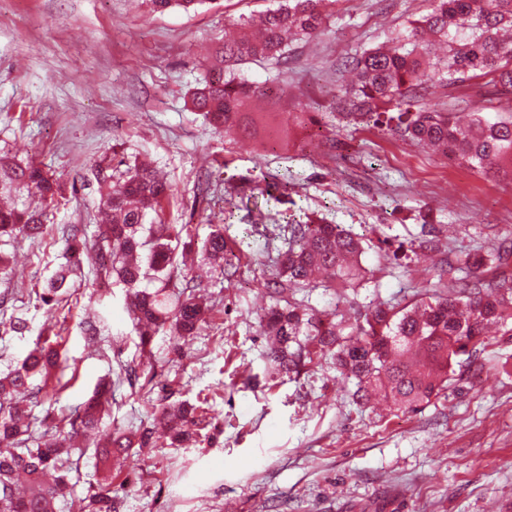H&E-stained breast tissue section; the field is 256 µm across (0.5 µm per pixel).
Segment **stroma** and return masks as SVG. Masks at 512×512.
Segmentation results:
<instances>
[{"mask_svg":"<svg viewBox=\"0 0 512 512\" xmlns=\"http://www.w3.org/2000/svg\"><path fill=\"white\" fill-rule=\"evenodd\" d=\"M275 5L221 0L187 13L155 11L149 0H0V151L65 186V200L46 209L49 223L95 224L94 165L146 158L173 187L164 223L193 225L201 239L223 225L250 256L232 276L211 274L202 290L209 325L182 349L162 333L140 348L121 290L89 278L36 312L31 332L0 329V357L22 356L37 335L60 336L76 374L61 402L72 408L119 363H137L138 387L116 388L112 401L113 426L127 430L153 421L149 381L204 403L211 423L197 444L135 448L113 472L122 512H512V321L491 327L462 379L414 411L353 403L356 379L328 357L297 374L269 368L264 280L289 216L327 208L371 239L363 285L302 292L351 329L368 306L412 304L443 290L449 267L512 246L511 168L485 175L336 112L342 62L402 33L430 0H337L322 34L292 42L287 65L240 66L241 78L282 87L268 109L290 128L294 151L263 155L205 123L190 93L218 65L226 29ZM490 91L479 77L429 86L422 101L443 112L477 103L489 119L511 113L512 100ZM10 252L17 263L0 276V294L24 302L43 278L40 257L61 245L50 234ZM94 314L107 319L105 341L83 333Z\"/></svg>","mask_w":512,"mask_h":512,"instance_id":"obj_1","label":"stroma"}]
</instances>
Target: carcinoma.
<instances>
[{
    "instance_id": "carcinoma-1",
    "label": "carcinoma",
    "mask_w": 512,
    "mask_h": 512,
    "mask_svg": "<svg viewBox=\"0 0 512 512\" xmlns=\"http://www.w3.org/2000/svg\"><path fill=\"white\" fill-rule=\"evenodd\" d=\"M216 0H152L160 10L186 12ZM335 0H281L256 18L238 23L239 34L224 41L222 67L191 93V104L216 128L240 127L261 138L267 152L288 148L280 133H270L271 113L252 108L258 98L276 94L274 87L249 86L238 66L259 59H288L290 43L311 36L327 22ZM512 30V0H433L430 12L414 21L406 34L384 45L365 49L350 67L357 71L354 87L336 95L346 116L368 118L373 124L418 144L426 143L445 157L483 169L512 166V117L486 121L481 112L463 122L448 112L425 108L417 89L438 79L450 85L478 76H492L498 95H512V44L501 32ZM433 38L447 46L445 58L427 56ZM95 178L103 199L92 235L80 224L56 225L63 245L57 265L34 292L33 308H54L69 296L75 279L89 272L120 288L126 309L146 346L149 337L170 331L178 340L194 336L206 323L208 309L196 295V280L186 274L188 260L198 251L210 268L225 271L239 265L237 254L218 227L202 242L189 224H148L171 199L172 185L144 165L128 166L113 181L102 166ZM30 194L45 204L64 198L63 187L37 164L18 162L0 153V195ZM42 208L0 207V268L6 266L3 246L21 237L45 236ZM288 242L279 254L266 288L276 300L262 318L264 333L274 338L266 353L278 375L297 373L314 351L336 359V371L357 380L352 398L369 400L380 390L394 404L415 409L448 388L456 358L473 356L486 345L485 327L512 320V281H487L478 275L485 266L500 267L512 258V248L481 255L454 278L445 293L408 307L375 306L364 315L357 334L335 312L330 317L293 298L300 288L352 287L363 278L359 257L361 238L339 224L314 214L287 224ZM71 368L62 344L40 339L16 365L0 372V512H54L76 486L79 458L88 451L99 458L103 479L98 489L80 498L78 512H120L122 497L112 488V461L132 448H144L153 431L113 432L99 443L97 435L112 407V388L100 384L79 407L60 404L62 377ZM47 407L56 415L52 438L33 437L32 411ZM155 412L166 422L169 438L180 445L195 442L188 424H206L199 407L162 397Z\"/></svg>"
}]
</instances>
